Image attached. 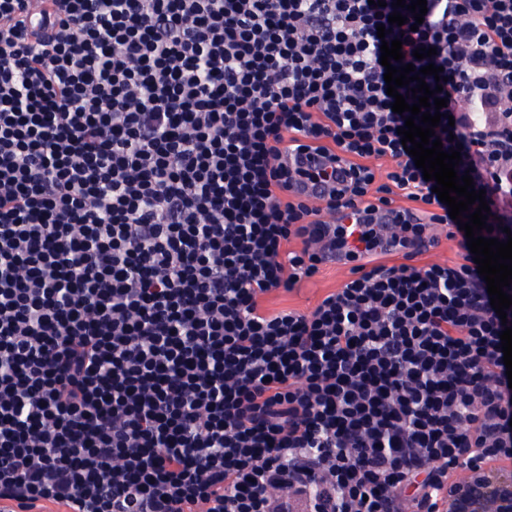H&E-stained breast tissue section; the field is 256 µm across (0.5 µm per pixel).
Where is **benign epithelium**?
Segmentation results:
<instances>
[{
    "label": "benign epithelium",
    "instance_id": "obj_1",
    "mask_svg": "<svg viewBox=\"0 0 512 512\" xmlns=\"http://www.w3.org/2000/svg\"><path fill=\"white\" fill-rule=\"evenodd\" d=\"M448 512H512V468L477 463L448 485Z\"/></svg>",
    "mask_w": 512,
    "mask_h": 512
}]
</instances>
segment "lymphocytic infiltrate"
Masks as SVG:
<instances>
[{"instance_id": "f902f5d3", "label": "lymphocytic infiltrate", "mask_w": 512, "mask_h": 512, "mask_svg": "<svg viewBox=\"0 0 512 512\" xmlns=\"http://www.w3.org/2000/svg\"><path fill=\"white\" fill-rule=\"evenodd\" d=\"M34 2L0 0L7 512H443L472 460L512 462V308L405 151L380 63L386 40L418 69L435 48V135L506 203V240L512 0H427L382 38L394 9L368 0H48L33 28ZM348 211L349 279L267 311L346 249ZM385 212L392 265L371 260ZM438 226L459 261L415 265Z\"/></svg>"}]
</instances>
